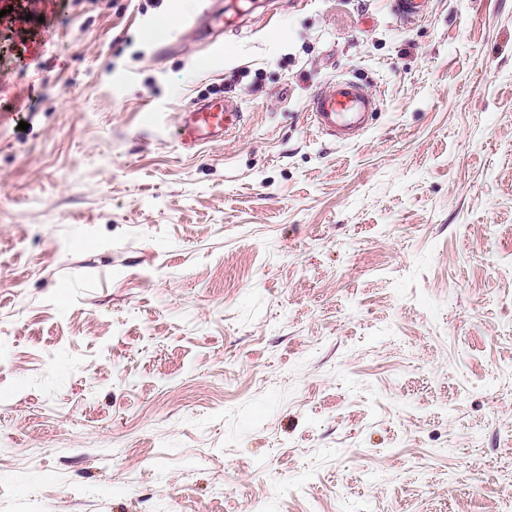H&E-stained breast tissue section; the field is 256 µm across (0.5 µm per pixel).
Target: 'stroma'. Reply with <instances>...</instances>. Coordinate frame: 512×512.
<instances>
[{"label": "stroma", "mask_w": 512, "mask_h": 512, "mask_svg": "<svg viewBox=\"0 0 512 512\" xmlns=\"http://www.w3.org/2000/svg\"><path fill=\"white\" fill-rule=\"evenodd\" d=\"M252 2L0 0V512H512V0ZM376 110L377 100L367 83L350 77L321 85L307 112L312 125L336 142L363 132ZM243 119L244 112L235 97L196 101L180 112L171 140L178 149L195 152L210 143L223 141L239 128Z\"/></svg>", "instance_id": "1"}]
</instances>
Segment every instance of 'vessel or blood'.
<instances>
[{"mask_svg": "<svg viewBox=\"0 0 512 512\" xmlns=\"http://www.w3.org/2000/svg\"><path fill=\"white\" fill-rule=\"evenodd\" d=\"M377 110V100L367 83L357 77L321 85L309 103L312 125L332 140L351 139L367 128ZM244 114L237 98L223 96L191 103L180 112L171 131L174 145L194 152L224 140L242 124Z\"/></svg>", "mask_w": 512, "mask_h": 512, "instance_id": "vessel-or-blood-1", "label": "vessel or blood"}]
</instances>
